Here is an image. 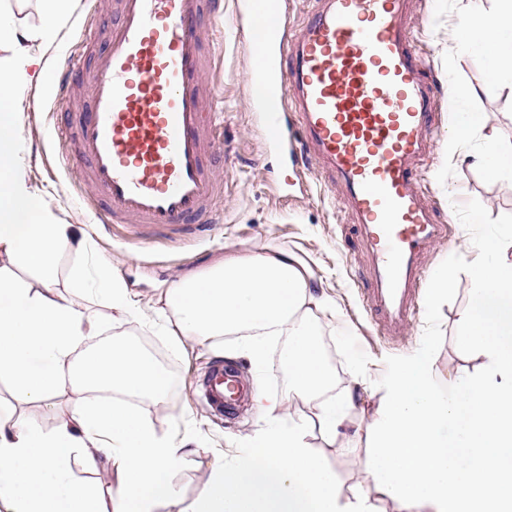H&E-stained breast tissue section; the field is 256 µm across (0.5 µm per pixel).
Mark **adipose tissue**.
<instances>
[{
    "label": "adipose tissue",
    "mask_w": 512,
    "mask_h": 512,
    "mask_svg": "<svg viewBox=\"0 0 512 512\" xmlns=\"http://www.w3.org/2000/svg\"><path fill=\"white\" fill-rule=\"evenodd\" d=\"M73 0H42L37 32L0 17V52L13 67L0 70V378L26 402L45 404L81 393L74 422L45 431L0 404V505L6 512H164L174 490L173 469L186 451L159 435L134 405L104 398L107 389L163 401L166 369L134 348L85 347L101 335L102 318L57 292V258L87 255L88 237L62 224L31 190L16 159L23 118L18 87L30 82L31 40L51 46ZM462 16L451 36L483 56L490 79L512 77V0H458ZM464 86L451 101L450 155H461L480 114L467 111ZM472 288L459 320L460 349L480 364L442 381L433 351L421 349L396 363L370 424L367 475L395 512H512V233L474 250L457 246ZM36 273L19 277L16 266ZM324 298L295 257L277 252L230 256L199 277L176 284L164 302L183 336L243 337V353L263 363L268 338L284 336V365L311 416L281 419L279 404L257 398L271 423L251 436V447L206 467L186 512H378L367 488L342 496L336 475L309 441L319 432L334 443L349 436L353 390L326 392L333 376L313 319ZM75 364L74 379L63 369ZM90 469L115 470L111 501L73 477L70 459Z\"/></svg>",
    "instance_id": "ef3b65f1"
}]
</instances>
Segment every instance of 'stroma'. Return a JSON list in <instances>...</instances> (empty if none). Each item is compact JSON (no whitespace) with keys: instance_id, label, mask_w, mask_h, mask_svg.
I'll list each match as a JSON object with an SVG mask.
<instances>
[{"instance_id":"stroma-1","label":"stroma","mask_w":512,"mask_h":512,"mask_svg":"<svg viewBox=\"0 0 512 512\" xmlns=\"http://www.w3.org/2000/svg\"><path fill=\"white\" fill-rule=\"evenodd\" d=\"M222 2L224 14L207 34L215 48L209 78L224 96V156L216 161V173L224 182V220L212 231L189 233L175 242L162 236L140 240L123 225L96 223L81 200V176L65 164V148L54 135L62 115L53 108L46 79H33L19 91L24 126L18 160L26 181L42 194L57 220L82 225L90 238L86 258L67 252L59 255L58 290L70 294L69 272L75 265H83L85 289L80 302L89 313L108 322L105 336L90 338V345L134 341L170 376V391L163 401H135L159 434L190 450L172 474L175 497L166 512H185L205 479L206 464L245 447L249 436L268 423L252 402L227 423L210 417L198 398L196 384L211 357L236 363L253 388L280 403L282 411L308 410L294 395L282 363L287 337L269 339L266 360L257 366L243 354L240 337L197 342L180 331H165L158 312L169 288L207 272L228 256L284 251L303 263L328 298L319 313V339L334 386L350 384L353 363H360L363 370V383L350 413L354 427L361 432L358 442L341 448L320 435L311 438L315 451L335 472L340 489L347 494L365 479L370 454L366 432L397 361L424 346L433 350L441 378L477 367V360L460 350L455 341L461 331L459 314L472 288L456 244L465 237L477 243L483 237L512 231V178H489L471 161L448 156L444 145L451 134L449 112L441 110L429 133L431 151L419 161L418 173L430 185L428 200L436 209L438 223L449 226L452 240L432 248L419 260L425 286L409 327L399 336L377 330L362 298L364 288L372 283L370 260L353 232V217L340 200L342 191L333 187L337 202L328 204L320 191V171L309 169L295 176L291 166L267 151L266 134L254 123L247 95L255 67L249 32L237 23L236 0ZM115 7V0H76L74 11L62 22L63 37L46 51L39 43H31V54L49 67L82 54L76 41L80 25L88 22L100 32H108ZM408 12L425 71L441 88L463 83L477 90L468 106L484 116L486 130L474 134L471 151L479 150L487 133L512 141V80H490L477 52L449 41V29L460 22L454 0H410ZM475 212L482 214V223H469ZM98 263L109 266L126 288L131 311L113 310L98 292L94 272ZM444 267L452 273L448 301L435 309L430 305L428 285ZM77 399V393L69 391L50 403L30 405L7 384H0V404L14 408L46 431L72 419Z\"/></svg>"}]
</instances>
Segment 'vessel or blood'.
I'll return each mask as SVG.
<instances>
[{"label": "vessel or blood", "mask_w": 512, "mask_h": 512, "mask_svg": "<svg viewBox=\"0 0 512 512\" xmlns=\"http://www.w3.org/2000/svg\"><path fill=\"white\" fill-rule=\"evenodd\" d=\"M295 22L287 0H240L251 15L257 65L250 104L292 165L317 167L355 218L372 262L369 312L379 329L403 332L423 275L417 260L448 236L414 180L443 97L423 76L410 35L409 0H309ZM105 43L85 27L89 57L54 66L58 103L87 104L58 130L66 161L81 168L86 208L137 236L216 223L223 205L208 170L223 100L205 79L202 24L221 0H118ZM92 62L95 73L81 82ZM216 418L251 395L233 363L216 360L199 384Z\"/></svg>", "instance_id": "1"}]
</instances>
